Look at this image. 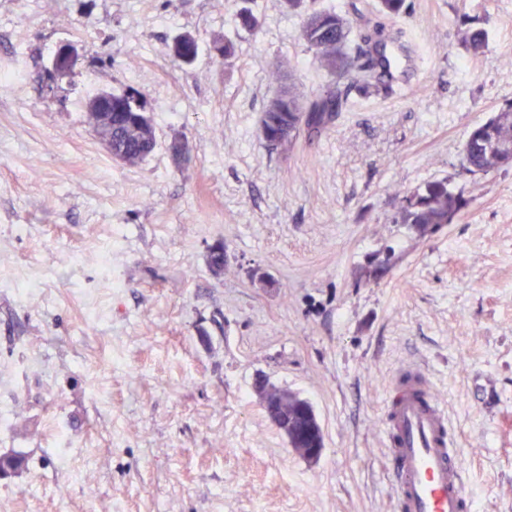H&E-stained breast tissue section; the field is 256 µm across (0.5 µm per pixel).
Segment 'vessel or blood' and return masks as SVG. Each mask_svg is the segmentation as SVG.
Instances as JSON below:
<instances>
[{"instance_id":"1","label":"vessel or blood","mask_w":512,"mask_h":512,"mask_svg":"<svg viewBox=\"0 0 512 512\" xmlns=\"http://www.w3.org/2000/svg\"><path fill=\"white\" fill-rule=\"evenodd\" d=\"M385 433L394 512H472L456 434L424 371L408 367L397 375Z\"/></svg>"}]
</instances>
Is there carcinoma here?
I'll return each mask as SVG.
<instances>
[{
    "label": "carcinoma",
    "instance_id": "obj_1",
    "mask_svg": "<svg viewBox=\"0 0 512 512\" xmlns=\"http://www.w3.org/2000/svg\"><path fill=\"white\" fill-rule=\"evenodd\" d=\"M406 9L405 0H377L378 12L386 16L398 17L406 13ZM350 32L349 18L333 9L311 11L302 25L303 39L319 54L321 65L328 75L338 78L350 76L362 90L377 91L379 75L389 69L391 54L383 43L380 56L375 60L370 55L369 46L375 39L383 38V34L376 27L369 28L366 22L364 32L360 34L361 44L352 48L348 45ZM486 41L484 29L468 28L460 32L458 44L478 54L484 49ZM456 45H448V53H453ZM172 54L184 64L192 63L197 55L196 39L188 34L179 37L172 46ZM126 98L141 100L135 90L112 94V145L115 156L123 163L136 165L154 151L156 133L152 119L139 122L140 111L128 106L124 102ZM334 111L336 95L330 90L306 105L282 91L262 113L261 130L270 145L282 146L292 142L301 126L318 128ZM460 166L472 175H486L512 167V103L471 129L461 146ZM467 206L468 201L448 189L447 182H433L401 198L393 223L409 224L426 231L453 223ZM292 444L295 448L322 447L323 434L318 431L306 436L295 435ZM24 463L25 459L19 454L1 455L0 476L11 474Z\"/></svg>",
    "mask_w": 512,
    "mask_h": 512
}]
</instances>
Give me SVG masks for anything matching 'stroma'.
<instances>
[{
	"mask_svg": "<svg viewBox=\"0 0 512 512\" xmlns=\"http://www.w3.org/2000/svg\"><path fill=\"white\" fill-rule=\"evenodd\" d=\"M375 4L314 2L403 30L409 91L331 79L284 0H255L254 28L242 0H0V455L25 457L0 512H391L384 404L407 363L458 432L473 512H512V169L459 164L512 102V0ZM469 27L488 33L476 56ZM185 34L190 65L171 52ZM66 43L73 71L46 85ZM274 68L302 102H339L278 147L260 130ZM92 83L143 95L141 163L96 138ZM439 181L468 199L461 219L394 223ZM264 381L312 404L318 462L273 425Z\"/></svg>",
	"mask_w": 512,
	"mask_h": 512,
	"instance_id": "1",
	"label": "stroma"
}]
</instances>
